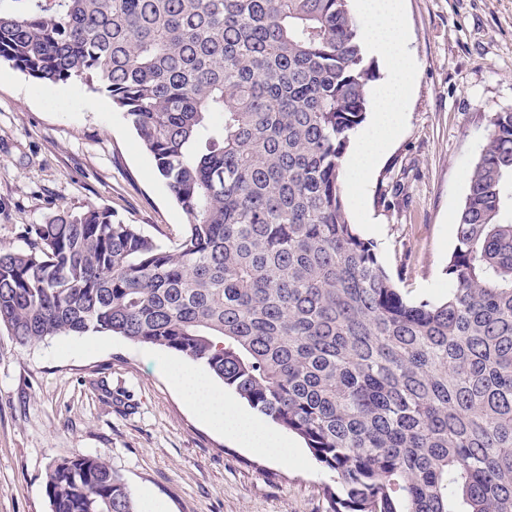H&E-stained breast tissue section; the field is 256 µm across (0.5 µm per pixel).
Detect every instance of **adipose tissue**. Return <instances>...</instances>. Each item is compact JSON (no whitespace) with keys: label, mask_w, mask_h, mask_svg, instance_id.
Returning a JSON list of instances; mask_svg holds the SVG:
<instances>
[{"label":"adipose tissue","mask_w":512,"mask_h":512,"mask_svg":"<svg viewBox=\"0 0 512 512\" xmlns=\"http://www.w3.org/2000/svg\"><path fill=\"white\" fill-rule=\"evenodd\" d=\"M358 12L367 50L387 69L372 122L358 139L356 151L344 164L350 183L364 184L371 177L385 146L400 130L407 110L408 90L415 78L413 60L406 52L407 25L403 0H358ZM175 384L187 402L208 424L224 429L239 445L284 461L288 445L267 423L237 411L223 393L200 371L174 367Z\"/></svg>","instance_id":"adipose-tissue-1"}]
</instances>
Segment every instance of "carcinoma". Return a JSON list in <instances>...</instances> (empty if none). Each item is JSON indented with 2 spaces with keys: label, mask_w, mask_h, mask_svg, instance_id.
Masks as SVG:
<instances>
[{
  "label": "carcinoma",
  "mask_w": 512,
  "mask_h": 512,
  "mask_svg": "<svg viewBox=\"0 0 512 512\" xmlns=\"http://www.w3.org/2000/svg\"><path fill=\"white\" fill-rule=\"evenodd\" d=\"M349 0H0V60L112 99L186 214L162 243L62 208L0 249V328L205 365L333 474L329 512H512V111L468 174L448 293L407 300L350 223L371 82ZM51 512H136L72 455Z\"/></svg>",
  "instance_id": "obj_1"
}]
</instances>
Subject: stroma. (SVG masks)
Instances as JSON below:
<instances>
[{"mask_svg": "<svg viewBox=\"0 0 512 512\" xmlns=\"http://www.w3.org/2000/svg\"><path fill=\"white\" fill-rule=\"evenodd\" d=\"M416 62L399 134L351 223L415 300L448 292L445 268L467 175L495 113L512 110V0H405ZM105 208L166 242L187 217L111 99L79 81L42 84L0 62V248L27 250L58 209ZM177 354L105 333L16 347L0 330V512H51L45 473L89 454L127 483L138 512H327L331 476L285 434L280 463L209 427L179 394Z\"/></svg>", "mask_w": 512, "mask_h": 512, "instance_id": "1", "label": "stroma"}]
</instances>
